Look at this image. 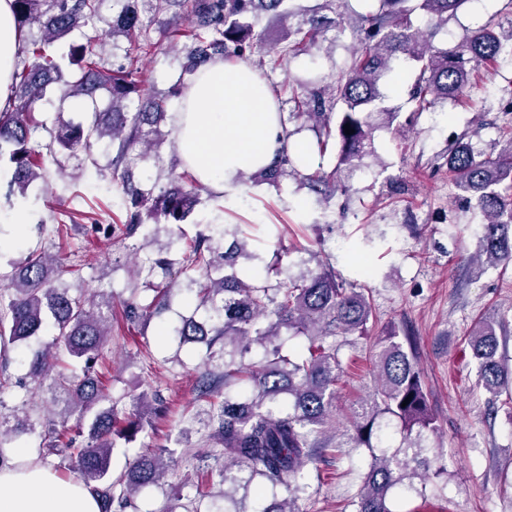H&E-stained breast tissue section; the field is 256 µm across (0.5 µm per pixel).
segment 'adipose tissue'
<instances>
[{"label":"adipose tissue","instance_id":"1","mask_svg":"<svg viewBox=\"0 0 512 512\" xmlns=\"http://www.w3.org/2000/svg\"><path fill=\"white\" fill-rule=\"evenodd\" d=\"M20 44L12 0H0V109L11 96ZM285 130L270 87L251 67L216 62L199 71L177 114L184 161L207 184L226 186L271 165ZM0 512H100L82 482L29 462L0 469Z\"/></svg>","mask_w":512,"mask_h":512}]
</instances>
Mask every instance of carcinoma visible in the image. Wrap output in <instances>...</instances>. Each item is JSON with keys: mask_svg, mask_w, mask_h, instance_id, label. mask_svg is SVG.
I'll return each instance as SVG.
<instances>
[{"mask_svg": "<svg viewBox=\"0 0 512 512\" xmlns=\"http://www.w3.org/2000/svg\"><path fill=\"white\" fill-rule=\"evenodd\" d=\"M294 0H115L112 39L126 42L125 62L108 69L101 63L102 41L89 37L69 42L60 54L51 48L73 30L97 18L100 0H13L19 32L33 24L41 35L30 37L22 46L23 60L12 76V93L6 111L0 113V159L8 156L13 165L12 181L23 190L44 171L43 156L31 143L41 127L34 118L36 105L48 87L58 86L61 99L87 96L96 91L109 94L108 107L93 109L85 126L62 124L50 133L46 149L56 157L54 146L63 149L87 148L107 139L116 146L112 174L120 181L131 205L153 201L149 217L181 222L200 203L199 180L187 171L176 173L172 163L168 186L144 180L132 155L138 145H149L164 137L160 129L167 111V99L153 96L137 111L130 110L141 95L137 81L136 44L150 41L155 16L179 6L190 18L183 30L167 28L163 38L184 40L186 51L183 73L192 77L201 68L230 56L245 58L252 53L251 26L241 22L261 9L281 20L296 14ZM378 8L358 15L351 26L359 49L353 54L348 71L337 87L338 96L328 97L320 88L295 99L300 115L312 122L319 151L330 140L341 144L339 165L352 173L367 153L372 127L367 114L394 118L383 103L382 84L392 63L405 55L419 66L409 100L415 112H423L438 101L456 100L479 77L486 64L512 61V21L504 26L489 22L470 29L452 50L428 44L411 16L419 13L429 26L448 23L466 0H375ZM297 26L284 29L283 37L270 53L272 67L288 56L307 52L316 37L331 29L345 34L346 27L330 22L318 9L305 12ZM342 103L337 122L332 111ZM354 133L345 134L344 125ZM448 175L461 192L474 201L481 216L479 254L487 261L505 267L512 264V134L494 155L475 151L471 143L458 139L448 149ZM297 173L287 150H282L275 166L240 176V182H277ZM190 181V188L182 185ZM311 187L321 193L336 184V172L317 171L308 177ZM286 249H276L268 272L277 276L248 283L236 271L238 257L252 258L249 242L237 241L236 250L217 257L211 238L197 236L187 242L179 273L190 277L196 295L216 313L206 327L189 317L174 333L182 343L218 336L224 341V398L211 401L206 412L208 425L222 440L224 459L230 462L218 472L224 484V500L238 504L239 490L254 484L281 488L287 497L273 500L257 512H295L291 507L304 491V466L320 448H368L371 462L356 501V512H394L391 502L396 492L414 489V479L427 472L439 459L428 440L436 430L435 416L428 401L425 382L417 363L412 339L390 329L378 343L375 353L377 386L368 399L350 407L351 425L336 443L322 437L323 426L336 400L337 385L344 368L335 343L327 338L355 332L365 333L372 307L354 280L345 279L327 265L306 268L281 279ZM222 260L224 275L212 270ZM160 269L166 281L155 288L167 295L176 279L172 263L161 258L148 269V276ZM67 271L60 255L30 254L14 266L0 289V354L42 331L46 318L52 319L57 336L36 354L31 374L44 385L69 399V416L48 420L51 448L70 451L71 468L97 495L101 512H123L131 494L158 483L164 469L162 455L146 449L120 476L112 477L114 438H126L142 428L141 420L127 424L117 420L113 406L106 401L102 376L93 371L95 359L107 342V331L100 313L83 296L56 285ZM302 336L306 352L293 358L281 354L283 335ZM262 357L247 358L253 347ZM472 357L478 363V384L493 397H499L512 384V368L504 363L502 343L495 324L478 321L468 336ZM69 357L85 360L83 374L66 372L62 363ZM407 405H402L406 398ZM74 423H69V420ZM397 429L400 441L395 448L378 445L379 433ZM20 427L0 420V468L8 466L3 448L11 444ZM87 436L86 445L75 447Z\"/></svg>", "mask_w": 512, "mask_h": 512, "instance_id": "1", "label": "carcinoma"}]
</instances>
